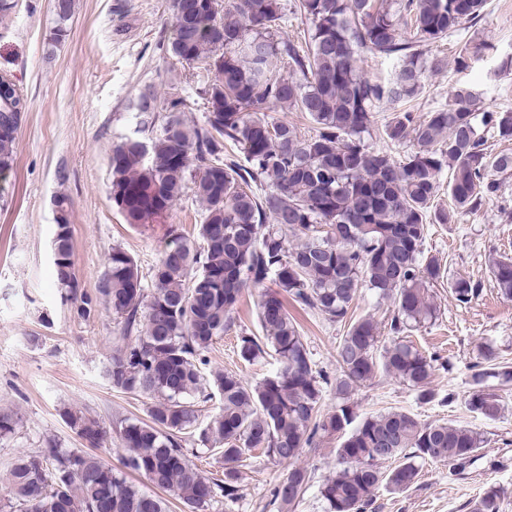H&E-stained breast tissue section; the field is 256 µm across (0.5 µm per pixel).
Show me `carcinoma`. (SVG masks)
Listing matches in <instances>:
<instances>
[{"label":"carcinoma","mask_w":512,"mask_h":512,"mask_svg":"<svg viewBox=\"0 0 512 512\" xmlns=\"http://www.w3.org/2000/svg\"><path fill=\"white\" fill-rule=\"evenodd\" d=\"M486 0H298L308 22V51L278 36L281 0H170L173 58L200 64L211 74L205 87V120L181 117L180 97L162 101L151 89L136 103L137 129L112 148L110 196L129 224H145L167 212L191 177L203 221L198 239L174 237L152 267L146 292L137 261L114 248L97 289H80L73 271L69 202L59 197L54 246L56 282L89 317L104 303L121 325L106 376L112 388L155 398L147 421H120L123 468L114 469L52 439L35 454L18 458L0 480V502L15 512H167L166 500L127 482L143 475L204 512L222 497L238 495L241 463L255 450L288 465L272 501L292 508L310 480L295 464L301 450L323 435H336V473L319 488L327 512H366L382 484L404 490L415 483L416 460L448 464L464 474L482 444L472 429L423 423L405 411L361 416L350 404L353 391L378 370L393 375L431 401L438 357L422 353L409 333L436 319L430 288L444 277L435 255L424 251L430 224H453L496 200L512 175V153L489 149L488 138L512 141V110H481V93L458 85L448 103L422 116L405 107L426 78L422 47L439 42L463 24L485 20ZM57 25L52 41L66 39L73 0H53ZM410 23L413 36L402 25ZM486 46L466 43L458 65ZM396 62L392 75L362 74L361 53ZM286 65L285 75L273 64ZM384 103L402 105L384 124L392 143L410 137L415 150L404 158L374 151L364 134ZM0 171L12 169L20 112L2 111ZM278 110L305 113L313 133L271 116ZM167 112L161 132L159 112ZM448 167V207L434 205L439 174ZM491 278L512 299V257L492 260ZM275 285L261 294V336H239V356L254 362L274 353L278 368L256 385L232 372L204 373L215 339L234 324V309L249 288ZM392 301L387 341L371 315H355L361 289ZM456 301L468 304L482 284L459 275L450 282ZM347 326L336 348V407L322 411L323 386L288 303ZM512 382L492 346L479 350L470 375L467 409L497 418L501 395L488 385ZM221 398L219 411L199 425L194 398L207 390ZM69 427L91 445L106 431L81 412L66 413ZM213 451L222 447L224 478L209 477L190 459L185 435ZM491 487L472 512H498Z\"/></svg>","instance_id":"1"}]
</instances>
